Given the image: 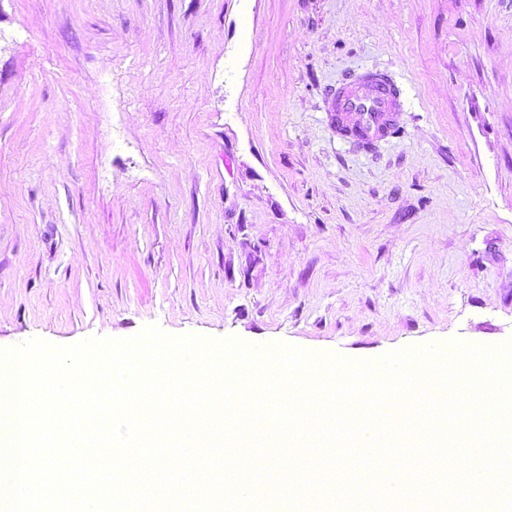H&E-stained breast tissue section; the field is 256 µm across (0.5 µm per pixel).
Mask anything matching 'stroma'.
Wrapping results in <instances>:
<instances>
[{"label":"stroma","mask_w":512,"mask_h":512,"mask_svg":"<svg viewBox=\"0 0 512 512\" xmlns=\"http://www.w3.org/2000/svg\"><path fill=\"white\" fill-rule=\"evenodd\" d=\"M402 91L365 150L329 95ZM512 340V0H0V349Z\"/></svg>","instance_id":"obj_1"}]
</instances>
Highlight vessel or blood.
Wrapping results in <instances>:
<instances>
[{"instance_id":"b4317fda","label":"vessel or blood","mask_w":512,"mask_h":512,"mask_svg":"<svg viewBox=\"0 0 512 512\" xmlns=\"http://www.w3.org/2000/svg\"><path fill=\"white\" fill-rule=\"evenodd\" d=\"M402 108L383 73L367 72L336 90L328 122L337 138L369 149L394 137Z\"/></svg>"}]
</instances>
